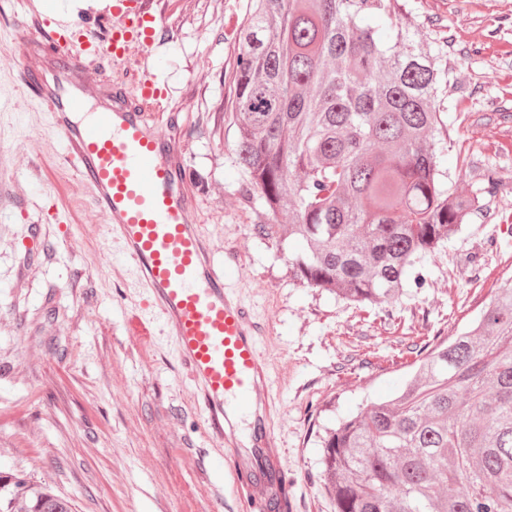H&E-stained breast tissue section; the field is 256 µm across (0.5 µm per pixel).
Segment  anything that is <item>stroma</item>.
<instances>
[{"instance_id":"1","label":"stroma","mask_w":512,"mask_h":512,"mask_svg":"<svg viewBox=\"0 0 512 512\" xmlns=\"http://www.w3.org/2000/svg\"><path fill=\"white\" fill-rule=\"evenodd\" d=\"M161 24L155 75L166 118L185 132L187 185L216 252L240 255L236 286L267 322L262 351L290 470L291 512H335L318 437L341 417L390 399L412 375L413 346L468 326L512 267V0H411L416 39L448 38V185L494 180L486 208L426 265L392 317L294 278L287 237L245 202L229 119L249 0H149ZM107 32L108 12L70 0H0V465L51 483L76 512H237L217 495L228 468L205 434L185 368L163 337L132 338L141 290L122 261L95 274L104 218L46 140L45 115L15 120L20 87L6 45L32 14Z\"/></svg>"}]
</instances>
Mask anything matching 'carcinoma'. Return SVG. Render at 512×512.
<instances>
[{"label": "carcinoma", "instance_id": "1", "mask_svg": "<svg viewBox=\"0 0 512 512\" xmlns=\"http://www.w3.org/2000/svg\"><path fill=\"white\" fill-rule=\"evenodd\" d=\"M408 0H250L236 31L231 124L241 191L288 215L294 276L389 305L484 192L448 190V38L422 48ZM395 396L327 428L335 512H512V278L425 353ZM0 512H75L0 468Z\"/></svg>", "mask_w": 512, "mask_h": 512}]
</instances>
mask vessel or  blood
I'll return each instance as SVG.
<instances>
[{
	"label": "vessel or blood",
	"instance_id": "obj_1",
	"mask_svg": "<svg viewBox=\"0 0 512 512\" xmlns=\"http://www.w3.org/2000/svg\"><path fill=\"white\" fill-rule=\"evenodd\" d=\"M106 37L69 24L36 22L9 51L24 76L14 112L46 113L66 160L106 219L102 254L136 277L147 311L166 329L186 366L205 433L224 450L244 512H271L288 488L278 448L261 329L237 295L233 254L217 259L195 222L177 133L151 112L163 94L153 70L157 22L148 0H112ZM138 57V97L90 77L100 60ZM250 420L239 435L240 417Z\"/></svg>",
	"mask_w": 512,
	"mask_h": 512
}]
</instances>
